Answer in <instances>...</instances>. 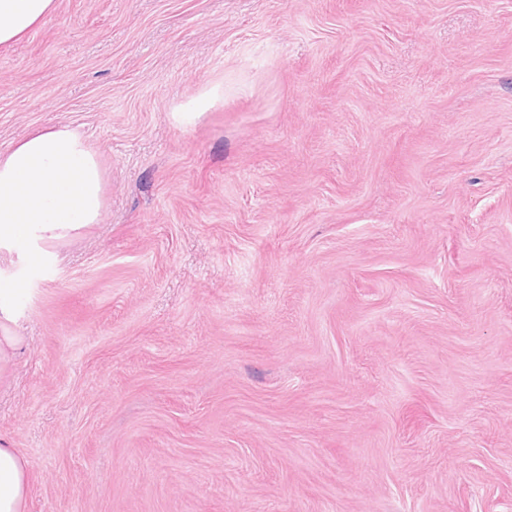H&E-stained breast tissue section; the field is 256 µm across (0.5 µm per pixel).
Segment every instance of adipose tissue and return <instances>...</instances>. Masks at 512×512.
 Segmentation results:
<instances>
[{
    "label": "adipose tissue",
    "instance_id": "adipose-tissue-1",
    "mask_svg": "<svg viewBox=\"0 0 512 512\" xmlns=\"http://www.w3.org/2000/svg\"><path fill=\"white\" fill-rule=\"evenodd\" d=\"M56 0H0V47L40 26ZM104 178L98 155L75 128L60 124L34 132L0 153V247L52 246L98 223ZM14 282L0 280V368L22 339L12 331L18 311ZM29 459L0 446V512H26Z\"/></svg>",
    "mask_w": 512,
    "mask_h": 512
}]
</instances>
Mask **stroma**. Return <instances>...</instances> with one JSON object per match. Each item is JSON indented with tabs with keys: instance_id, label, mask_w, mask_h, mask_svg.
Instances as JSON below:
<instances>
[{
	"instance_id": "1",
	"label": "stroma",
	"mask_w": 512,
	"mask_h": 512,
	"mask_svg": "<svg viewBox=\"0 0 512 512\" xmlns=\"http://www.w3.org/2000/svg\"><path fill=\"white\" fill-rule=\"evenodd\" d=\"M59 123L105 207L0 250L27 512H512V0H56L0 152ZM218 96V88L212 87L196 99L188 108L180 107L176 112H171V118L173 122L178 126H191L194 125L204 114V110L208 106L211 99H215ZM18 289L14 282L0 280V372L2 367L3 369L7 367L14 352L23 341V337L16 336L10 327L19 315L13 305Z\"/></svg>"
}]
</instances>
